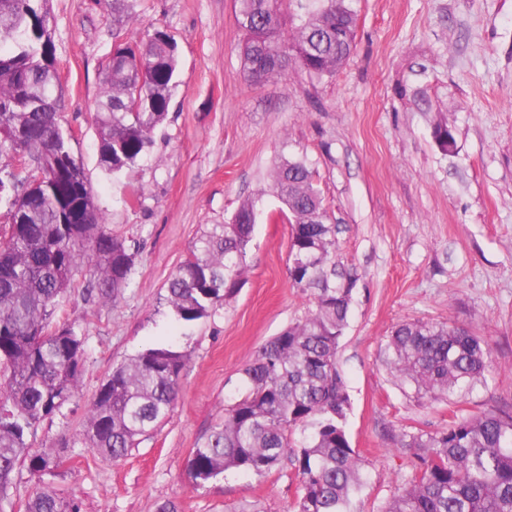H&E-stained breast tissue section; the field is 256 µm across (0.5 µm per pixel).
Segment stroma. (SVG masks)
<instances>
[{"label": "stroma", "instance_id": "obj_1", "mask_svg": "<svg viewBox=\"0 0 512 512\" xmlns=\"http://www.w3.org/2000/svg\"><path fill=\"white\" fill-rule=\"evenodd\" d=\"M132 23L112 28L104 0H46L63 127L75 135L95 203L114 235L137 251L129 288L92 302L82 286L64 297L55 324H75L87 358L78 393L42 421L34 448L59 456L53 471L20 464L13 498L50 486L81 512H291L299 478L229 469L200 487L187 477L198 442L223 422L242 391L240 371L268 339L313 306L288 275L291 227L272 218L268 193L281 156L305 159L329 221L336 260L353 282L338 361L350 406L346 430L365 462L352 512H382L411 473L403 434L434 432L448 404L403 391L383 362L393 327L453 323L484 337L490 372L466 412L512 405V0H354L355 48L333 78L292 69L249 80L235 0H128ZM153 27L178 43V85L153 147L126 174L99 164L94 122L99 72L117 38ZM452 130L454 152L434 138ZM142 201L131 204L133 192ZM257 201L248 270L215 317L179 322L164 283L202 229ZM174 345L187 355L176 405L121 460L82 442L91 398L113 367Z\"/></svg>", "mask_w": 512, "mask_h": 512}]
</instances>
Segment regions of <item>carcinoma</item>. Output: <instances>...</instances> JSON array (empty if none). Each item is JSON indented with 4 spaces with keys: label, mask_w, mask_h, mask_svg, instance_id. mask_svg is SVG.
Listing matches in <instances>:
<instances>
[{
    "label": "carcinoma",
    "mask_w": 512,
    "mask_h": 512,
    "mask_svg": "<svg viewBox=\"0 0 512 512\" xmlns=\"http://www.w3.org/2000/svg\"><path fill=\"white\" fill-rule=\"evenodd\" d=\"M44 0H0V158L18 151L31 163L15 173L0 164V206L23 214L0 226V503L8 500L18 463H52L28 438L61 412L78 390L85 338L53 323L75 276L86 290L115 300L130 286L136 254L112 236L96 207L73 137L58 121L63 96ZM353 0H312L293 33L278 0H237L248 76L262 81L298 67L333 77L353 45ZM178 47L155 28L117 44L100 73L98 151L103 169H132L166 120L176 87ZM42 175V187L28 190ZM278 213L291 224L289 278L314 290L313 308L266 341L242 369L246 393L224 422L193 448L188 475L195 486L235 468L266 475L291 467L299 477L292 512H351L364 485V462L344 428L349 395L337 353L348 323L353 282L336 279V227L327 223L313 172L302 159L282 158L270 175ZM257 212L243 200L230 222L209 224L189 256L165 282L177 319L214 316L247 271ZM385 364L401 383L433 401L459 403L485 380L488 343L452 323L403 322L384 347ZM186 354L147 348L112 369L90 402L83 443L114 461L164 422L178 397ZM414 450L411 475L384 512H512V408L481 414L451 411L448 426L401 439ZM26 512H81L48 488L31 491Z\"/></svg>",
    "instance_id": "obj_1"
}]
</instances>
